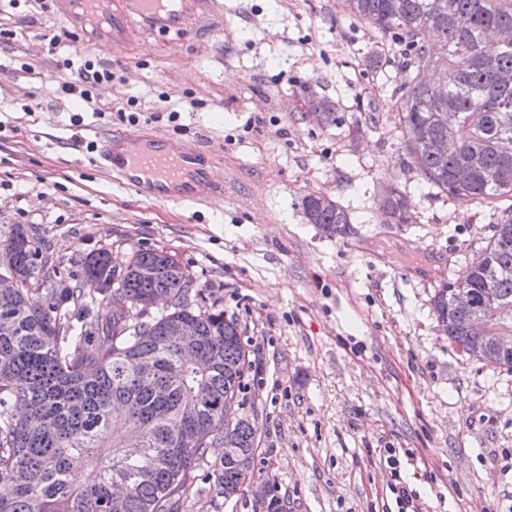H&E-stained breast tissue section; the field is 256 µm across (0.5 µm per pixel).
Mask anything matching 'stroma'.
Instances as JSON below:
<instances>
[{"label": "stroma", "instance_id": "1", "mask_svg": "<svg viewBox=\"0 0 512 512\" xmlns=\"http://www.w3.org/2000/svg\"><path fill=\"white\" fill-rule=\"evenodd\" d=\"M219 2L189 33L137 28L94 51L57 11L0 0V26L27 34L0 37V230L24 225L66 261L157 248L188 269L239 324L243 410L259 428L253 478L279 512H397L398 479L421 512H512V370L461 355L430 303L512 200H452L405 166L406 47L344 0ZM48 32L62 38L56 51ZM88 59L115 73L92 107L59 89ZM132 97L158 113L153 130L212 156L206 205L145 199L95 166L90 145L130 130L117 111ZM319 99L335 110L316 120ZM390 186L410 199L412 223L384 222ZM310 193L345 209L354 234L309 223ZM217 468L196 469L183 512H259L249 487L214 492Z\"/></svg>", "mask_w": 512, "mask_h": 512}]
</instances>
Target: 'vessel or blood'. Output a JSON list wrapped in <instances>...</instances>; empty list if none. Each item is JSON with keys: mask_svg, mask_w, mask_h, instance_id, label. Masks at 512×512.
Instances as JSON below:
<instances>
[{"mask_svg": "<svg viewBox=\"0 0 512 512\" xmlns=\"http://www.w3.org/2000/svg\"><path fill=\"white\" fill-rule=\"evenodd\" d=\"M203 0H62L64 18L83 27L111 25L112 32L87 43L100 49L118 43L130 28L187 32ZM97 164L124 187L151 200L185 207L202 205L215 190L202 151L146 130L103 137Z\"/></svg>", "mask_w": 512, "mask_h": 512, "instance_id": "b4317fda", "label": "vessel or blood"}]
</instances>
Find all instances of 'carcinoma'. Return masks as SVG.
<instances>
[{
    "label": "carcinoma",
    "instance_id": "cac0c4a2",
    "mask_svg": "<svg viewBox=\"0 0 512 512\" xmlns=\"http://www.w3.org/2000/svg\"><path fill=\"white\" fill-rule=\"evenodd\" d=\"M355 16L416 45L410 66L443 72L445 100L420 75L401 86L400 131L406 161L417 175L449 196L494 202L512 198V156L498 145L512 140V42L485 43L497 30L512 29V0H345ZM440 33L445 51L434 57L419 44L421 30ZM458 118L448 126V102ZM448 140L444 155L438 142ZM386 204L395 223L412 219L405 195L392 188ZM304 212L330 237L354 228L335 201L308 194ZM485 246L461 268L480 304L490 296L504 311L500 327L512 330V219L491 226ZM40 251L22 224L0 240V271L35 288H14L0 297V512H182L192 495L190 473L224 448V396L239 395L249 369L238 323L198 303L188 270L168 252L136 251V266L159 270L154 279L125 274L112 287L117 265L107 251L63 261L42 274ZM66 275L71 288H47L51 275ZM85 277L100 283L91 295ZM451 281L432 298L433 314L448 342L464 355L512 369V351L468 330L475 309L453 305ZM166 296L170 311L136 325L126 322L130 305ZM113 307L105 317L97 300ZM173 319L197 328L193 343L168 341ZM239 448L221 452L214 492L236 496L254 469L258 428L245 414L237 421ZM112 438V458H95L102 439ZM90 468L84 483L70 479L77 466Z\"/></svg>",
    "mask_w": 512,
    "mask_h": 512
}]
</instances>
